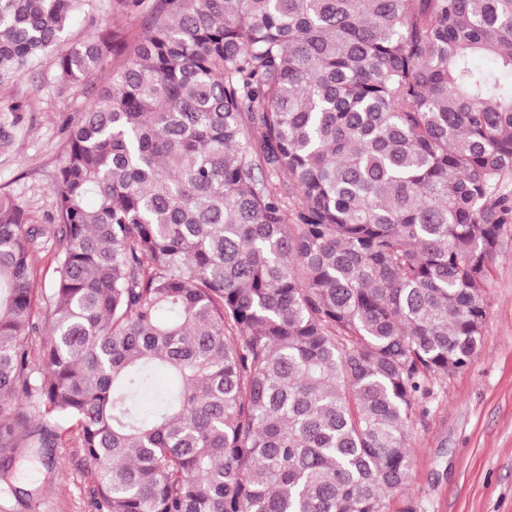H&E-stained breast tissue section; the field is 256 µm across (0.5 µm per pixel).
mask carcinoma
<instances>
[{
  "mask_svg": "<svg viewBox=\"0 0 512 512\" xmlns=\"http://www.w3.org/2000/svg\"><path fill=\"white\" fill-rule=\"evenodd\" d=\"M87 7L0 0V84ZM111 53L49 223L0 193V492L71 432L104 512H384L512 226V0H155L58 83Z\"/></svg>",
  "mask_w": 512,
  "mask_h": 512,
  "instance_id": "carcinoma-1",
  "label": "carcinoma"
}]
</instances>
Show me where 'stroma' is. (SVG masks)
I'll return each instance as SVG.
<instances>
[{"mask_svg":"<svg viewBox=\"0 0 512 512\" xmlns=\"http://www.w3.org/2000/svg\"><path fill=\"white\" fill-rule=\"evenodd\" d=\"M153 0L127 12L118 0H91L110 31L131 39L143 32ZM106 80L97 75L77 89L54 79V57L43 56L0 99L23 103L26 125L0 152V187L37 221L55 206L54 183L66 149L63 121L77 120ZM482 346L470 364L434 381L427 412L410 439L414 461L406 488L385 500L386 512H512V229L485 294ZM54 469L22 470L20 483L41 487L37 510L0 494V512H96V472L81 448L62 441L51 451Z\"/></svg>","mask_w":512,"mask_h":512,"instance_id":"1","label":"stroma"}]
</instances>
